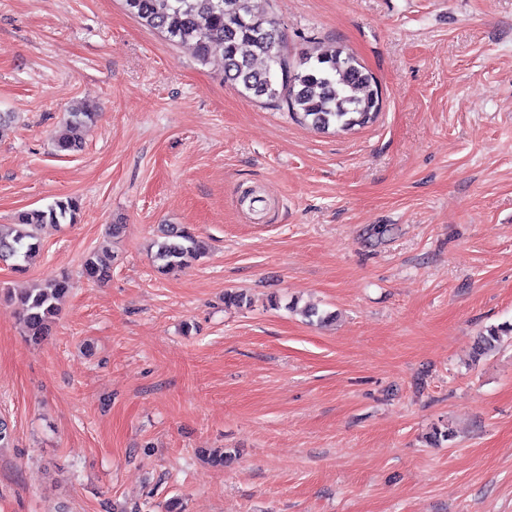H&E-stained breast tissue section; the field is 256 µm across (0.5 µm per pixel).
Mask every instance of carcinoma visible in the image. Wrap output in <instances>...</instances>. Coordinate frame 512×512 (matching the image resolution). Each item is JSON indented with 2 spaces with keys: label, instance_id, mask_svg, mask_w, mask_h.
Listing matches in <instances>:
<instances>
[{
  "label": "carcinoma",
  "instance_id": "cac0c4a2",
  "mask_svg": "<svg viewBox=\"0 0 512 512\" xmlns=\"http://www.w3.org/2000/svg\"><path fill=\"white\" fill-rule=\"evenodd\" d=\"M127 10L147 26L165 34L168 41L191 47L197 59L208 61L211 50H223L224 80L242 86L250 96L284 108L297 121L316 129L336 126L350 130L375 121L381 109V92L374 77L357 59L341 48L325 50L315 58L295 59L288 54L284 33L277 22L257 5V0H124ZM95 113H69L54 137L59 152L81 147V132ZM81 212L72 196L54 200L44 208L22 211L15 223L0 225V263L15 271L41 247L39 231L45 224H75ZM158 270L185 268L204 256L205 243L191 229L176 224L159 227L153 242ZM108 254L90 253L83 275L97 283L111 277ZM72 288L61 275L46 280L36 291L20 298V319L25 336L37 342L48 334L58 313V301ZM512 324L491 326L480 336L476 355L496 347Z\"/></svg>",
  "mask_w": 512,
  "mask_h": 512
}]
</instances>
